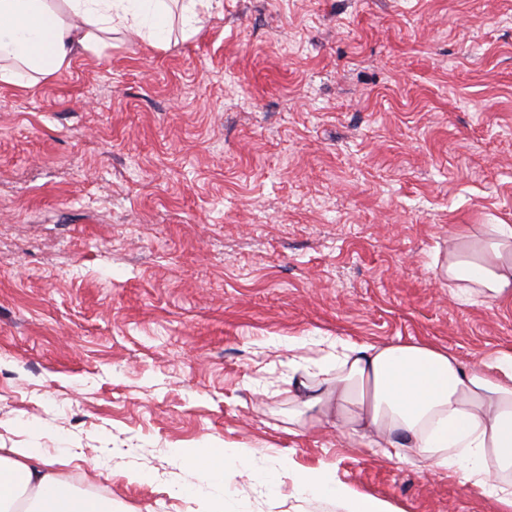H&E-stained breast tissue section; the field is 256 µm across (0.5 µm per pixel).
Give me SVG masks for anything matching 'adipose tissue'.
Segmentation results:
<instances>
[{"label":"adipose tissue","instance_id":"ef3b65f1","mask_svg":"<svg viewBox=\"0 0 512 512\" xmlns=\"http://www.w3.org/2000/svg\"><path fill=\"white\" fill-rule=\"evenodd\" d=\"M212 0H0V83L31 88L112 35L128 33L159 47L172 21L197 30L200 8ZM443 275L455 297L470 302L512 300V225L490 224L484 239L451 254ZM326 358H301L288 397L307 411L335 409L346 434L388 459L424 461L452 470L512 512V483L488 478V458L512 470V352L464 366L448 349L423 341L356 343L322 336ZM177 462L207 477V507L224 505V468L260 466L270 488L289 479L297 494L339 504L343 512H391L379 498L355 493L334 472L297 467L288 457L258 460L242 446L212 452L177 448ZM29 512H113L111 499L75 493L41 448L0 452V512L21 497Z\"/></svg>","mask_w":512,"mask_h":512}]
</instances>
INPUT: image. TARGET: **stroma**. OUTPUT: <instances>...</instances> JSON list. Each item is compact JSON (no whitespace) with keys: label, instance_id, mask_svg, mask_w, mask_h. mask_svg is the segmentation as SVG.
Listing matches in <instances>:
<instances>
[{"label":"stroma","instance_id":"1","mask_svg":"<svg viewBox=\"0 0 512 512\" xmlns=\"http://www.w3.org/2000/svg\"><path fill=\"white\" fill-rule=\"evenodd\" d=\"M200 19L0 85V448L67 454L76 491L120 512H197L204 477L169 451L222 445L397 512H500L300 414L288 377L321 336L467 365L512 349V302L438 276L460 236L512 225V0H222ZM225 477L233 512H338Z\"/></svg>","mask_w":512,"mask_h":512}]
</instances>
